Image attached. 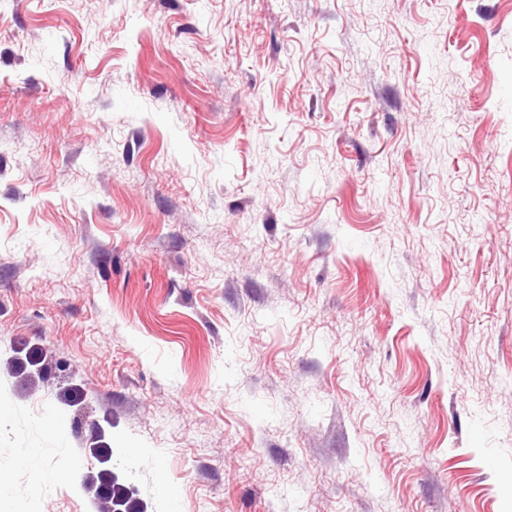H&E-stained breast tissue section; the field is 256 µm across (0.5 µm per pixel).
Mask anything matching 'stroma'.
Returning a JSON list of instances; mask_svg holds the SVG:
<instances>
[{
    "label": "stroma",
    "instance_id": "35a3bbf8",
    "mask_svg": "<svg viewBox=\"0 0 512 512\" xmlns=\"http://www.w3.org/2000/svg\"><path fill=\"white\" fill-rule=\"evenodd\" d=\"M119 459L512 512V0H0V512Z\"/></svg>",
    "mask_w": 512,
    "mask_h": 512
}]
</instances>
